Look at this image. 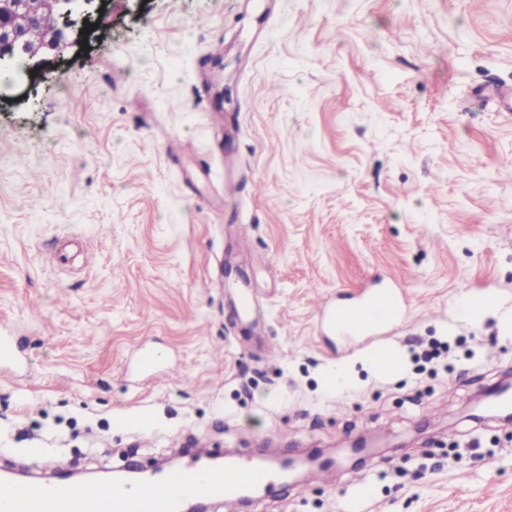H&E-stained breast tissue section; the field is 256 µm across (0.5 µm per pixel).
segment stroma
<instances>
[{"instance_id":"stroma-1","label":"stroma","mask_w":512,"mask_h":512,"mask_svg":"<svg viewBox=\"0 0 512 512\" xmlns=\"http://www.w3.org/2000/svg\"><path fill=\"white\" fill-rule=\"evenodd\" d=\"M501 87L512 0H110L0 99V467L377 433L247 512H512V425L465 415L512 375V112L477 96ZM377 282L405 322L329 335L320 299ZM466 289L494 309L459 314Z\"/></svg>"}]
</instances>
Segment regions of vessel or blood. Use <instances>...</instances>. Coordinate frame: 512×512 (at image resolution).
<instances>
[{
  "mask_svg": "<svg viewBox=\"0 0 512 512\" xmlns=\"http://www.w3.org/2000/svg\"><path fill=\"white\" fill-rule=\"evenodd\" d=\"M404 306L391 288L370 290L353 305H327L324 322L334 334L346 338L368 336L400 321ZM282 480L273 467L258 459H241L218 469L196 464L140 484L21 485L0 481V512H178L188 497L216 498L235 512L241 490L260 495Z\"/></svg>",
  "mask_w": 512,
  "mask_h": 512,
  "instance_id": "vessel-or-blood-1",
  "label": "vessel or blood"
}]
</instances>
